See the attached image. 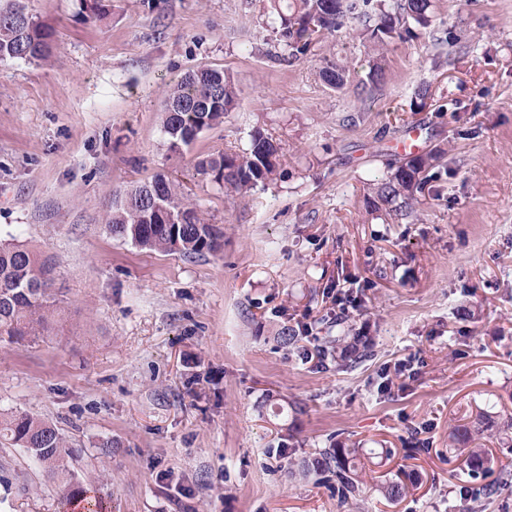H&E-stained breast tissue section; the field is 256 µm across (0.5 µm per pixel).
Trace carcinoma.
Here are the masks:
<instances>
[{
	"mask_svg": "<svg viewBox=\"0 0 512 512\" xmlns=\"http://www.w3.org/2000/svg\"><path fill=\"white\" fill-rule=\"evenodd\" d=\"M273 17L272 32L280 51L272 55L279 62H290L308 54L327 33L349 24L361 26V35L376 51L393 39L410 35L415 25L429 23L432 0H266ZM18 4L0 6V63L13 60L47 58L53 48L54 32L47 24L31 17L21 22L14 18ZM323 81L332 88L343 86L345 77L333 65L321 71ZM238 100L234 80L216 70L189 73L169 88L164 103L163 129L168 148L177 152L191 145L198 135L222 122ZM444 152L435 149L418 152L401 161L388 163V171L375 188L378 200L393 220L405 219L412 211L417 195L428 180V171L441 163ZM202 174L224 186L227 194L244 196L259 185L277 180L279 147L260 130L251 135L249 149L239 153L226 151L199 161ZM110 233L149 250L186 256L215 252L221 246L222 233L188 202L178 186L157 174L112 203L108 221ZM55 263L27 247L0 241V337L23 341L44 335L49 316L57 309L53 291ZM353 357L342 358L339 367L350 369L362 362L370 345L358 336ZM483 421L462 426L448 438L462 444L459 455L465 457L466 474L477 478L486 473ZM0 440L26 449L53 475L70 487V496L85 501L86 512H103L102 501L86 495L82 486L72 482L68 458L73 449L59 430L29 414L0 419ZM335 477L333 488L341 501L360 495L363 482L358 475L357 449L341 440L320 450L319 457L306 471ZM389 501L403 494L402 484L386 481L375 487Z\"/></svg>",
	"mask_w": 512,
	"mask_h": 512,
	"instance_id": "carcinoma-1",
	"label": "carcinoma"
}]
</instances>
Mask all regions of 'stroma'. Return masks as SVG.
Wrapping results in <instances>:
<instances>
[{"instance_id":"obj_1","label":"stroma","mask_w":512,"mask_h":512,"mask_svg":"<svg viewBox=\"0 0 512 512\" xmlns=\"http://www.w3.org/2000/svg\"><path fill=\"white\" fill-rule=\"evenodd\" d=\"M22 2L55 42L48 60L0 64V238L55 262L58 310L36 341L0 339V414L54 423L105 512H469L448 433L485 409L492 474L509 483L483 512H512V0H434L428 27L385 48L375 89V54L346 28L270 59L262 0H104L100 20L79 0ZM329 63L343 88L320 77ZM201 68L233 77L237 105L175 153L165 94ZM422 87L431 106L411 111ZM257 129L278 143L281 177L225 195L197 164ZM410 131L445 159L392 224L371 186ZM158 173L222 229L220 251L112 237L116 193ZM347 291L371 358L304 360ZM299 324L310 334L281 345ZM409 357L411 380L395 372ZM337 436L390 454L346 503L290 474ZM383 477L405 496L372 493ZM68 492L0 444V512H59Z\"/></svg>"}]
</instances>
